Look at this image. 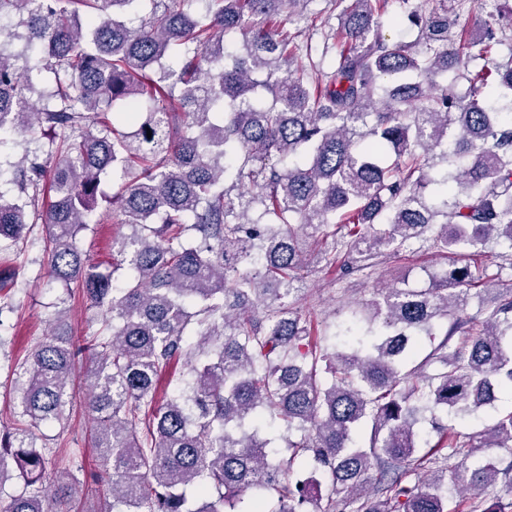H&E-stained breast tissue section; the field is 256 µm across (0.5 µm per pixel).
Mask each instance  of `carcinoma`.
I'll use <instances>...</instances> for the list:
<instances>
[{"label": "carcinoma", "mask_w": 512, "mask_h": 512, "mask_svg": "<svg viewBox=\"0 0 512 512\" xmlns=\"http://www.w3.org/2000/svg\"><path fill=\"white\" fill-rule=\"evenodd\" d=\"M201 2L0 0V132L44 135L0 155V250L40 220L46 275L79 283L106 331L58 324L24 361L0 494L13 474L24 487L0 512L79 509L81 480L36 430L68 419L82 355L99 512H224L244 495L246 512H321L325 483L348 512H512L490 494L512 470L436 423L512 392L511 291L467 317L475 278L453 263L426 288L379 287L321 349L289 302L312 257L348 272L429 236L453 257L512 249V55L492 56L512 0H402L411 41L382 34L388 0H349L306 67L272 26L311 0ZM471 7L478 29L460 22ZM102 202L131 228L112 241L119 288L82 248ZM280 423L300 434L285 462ZM483 437L512 455V411Z\"/></svg>", "instance_id": "obj_1"}]
</instances>
